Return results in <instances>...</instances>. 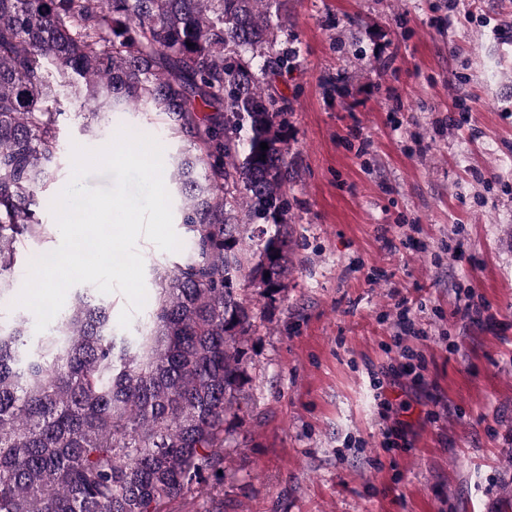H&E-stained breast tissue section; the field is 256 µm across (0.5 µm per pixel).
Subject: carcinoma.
Here are the masks:
<instances>
[{
    "label": "carcinoma",
    "mask_w": 512,
    "mask_h": 512,
    "mask_svg": "<svg viewBox=\"0 0 512 512\" xmlns=\"http://www.w3.org/2000/svg\"><path fill=\"white\" fill-rule=\"evenodd\" d=\"M287 2L0 0V295L47 233L37 189L63 102L98 123L152 112L194 145L170 171L188 251L153 267L138 335L84 293L31 353L25 321L0 325V512H163L207 474L224 482L257 323L241 291L271 297L293 269L274 85L296 61L277 49Z\"/></svg>",
    "instance_id": "carcinoma-1"
}]
</instances>
